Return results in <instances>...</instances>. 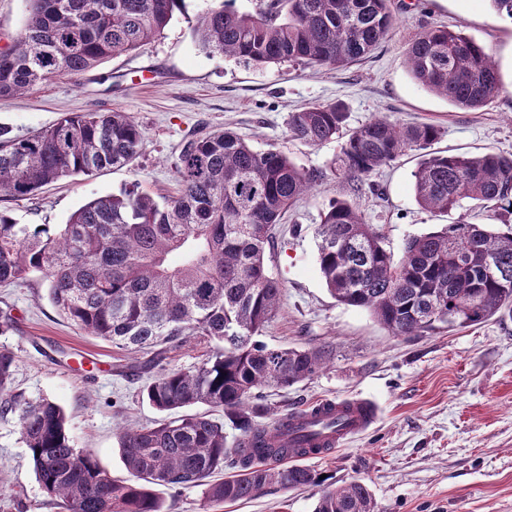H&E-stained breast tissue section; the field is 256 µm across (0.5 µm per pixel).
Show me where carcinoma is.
Returning a JSON list of instances; mask_svg holds the SVG:
<instances>
[{
  "label": "carcinoma",
  "instance_id": "obj_1",
  "mask_svg": "<svg viewBox=\"0 0 512 512\" xmlns=\"http://www.w3.org/2000/svg\"><path fill=\"white\" fill-rule=\"evenodd\" d=\"M184 0H29L23 32L0 51V97L96 69L160 37ZM389 0H270L257 15L212 0L194 30L210 53L248 65L282 62L331 68L360 60L387 38ZM423 88L461 109L486 106L500 75L486 49L460 30L434 26L405 52ZM344 105L312 103L288 115L289 137L320 146L343 135ZM440 129L374 118L341 144L343 176L362 189L377 169L421 152L412 192L424 210L459 212L444 228L406 240L394 255L348 200L337 198L315 230L317 263L330 295L366 309L394 336L481 325L512 313V224L473 221L469 201L512 211V154L439 155ZM146 135L127 112L67 114L18 135L0 127V196L19 200L64 177L124 167ZM179 194L97 197L65 224H19L0 211V285L38 273L59 313L91 336L151 358L148 401L169 414L152 427L128 425L118 445L137 478H111L93 454L74 446L63 408L10 388L14 356L0 350V415L16 416L36 478L66 512H166L155 494L205 485L204 506L250 499L276 486L316 488L314 512H374L367 486H336L288 461L328 452L308 443L294 413L279 414L265 391L309 380L326 365L322 348H274L257 340L275 317L281 282L265 264L282 215L313 178L283 152L259 150L230 130L193 132L174 163ZM191 336L214 347L196 366L167 368V351ZM206 405L223 413L186 414ZM239 432L227 446L225 427ZM237 469L222 481L204 480Z\"/></svg>",
  "mask_w": 512,
  "mask_h": 512
}]
</instances>
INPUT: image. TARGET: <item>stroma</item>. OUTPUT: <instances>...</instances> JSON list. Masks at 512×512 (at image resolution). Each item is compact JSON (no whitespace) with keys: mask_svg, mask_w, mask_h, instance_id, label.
I'll return each instance as SVG.
<instances>
[{"mask_svg":"<svg viewBox=\"0 0 512 512\" xmlns=\"http://www.w3.org/2000/svg\"><path fill=\"white\" fill-rule=\"evenodd\" d=\"M208 5L184 0L164 33L142 49L0 99V126L20 135L67 112L111 110L130 113L146 132L132 166L65 178L24 199H1L0 210L21 224L56 225L100 196L176 195L181 142L198 130L229 128L258 149L285 152L318 179L286 212L266 250L267 268L283 292L262 340L271 347H322L330 361L312 379L270 392L268 404L280 412L322 400L377 404L378 419L367 432L307 461L336 485L365 482L375 512H512V316L397 337L367 310L337 302L318 269L315 228L336 197L349 199L397 255L408 238L453 222V215L415 202L417 152L379 169L369 187L355 192L334 173L338 142L311 147L287 130L289 113L336 101L344 104L350 129L385 115L439 127L436 152L512 153V20L489 0H391L395 21L388 37L347 67L253 66L199 46L193 29ZM433 25L461 26L496 61L501 88L486 106H451L410 75L405 50ZM1 312L13 319L10 329L0 330V350L15 356V389L60 404L76 448L92 452L113 478L129 480L119 427L161 418L142 396L144 378L121 370L133 355L60 316L37 274L0 285ZM314 504L313 490L277 488L212 512H313ZM0 512H62L41 489L12 416L0 418Z\"/></svg>","mask_w":512,"mask_h":512,"instance_id":"35a3bbf8","label":"stroma"}]
</instances>
